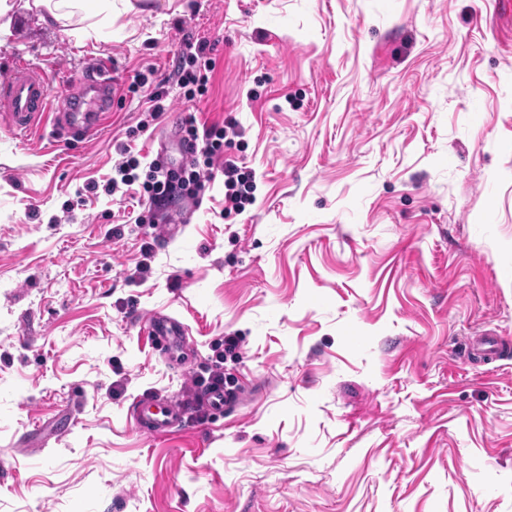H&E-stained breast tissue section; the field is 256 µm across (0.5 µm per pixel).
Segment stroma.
I'll use <instances>...</instances> for the list:
<instances>
[{"mask_svg": "<svg viewBox=\"0 0 512 512\" xmlns=\"http://www.w3.org/2000/svg\"><path fill=\"white\" fill-rule=\"evenodd\" d=\"M202 40L207 94L149 119ZM91 55L99 131L0 122V512H512V355L464 351L512 339V0H114L0 44L54 105ZM189 116L236 121L243 213L220 177L108 194L119 146L182 164ZM217 367L236 405L197 418ZM143 395L187 424L143 433ZM149 336H169L173 341H181L184 336V325L176 320H161L152 317L148 325Z\"/></svg>", "mask_w": 512, "mask_h": 512, "instance_id": "35a3bbf8", "label": "stroma"}]
</instances>
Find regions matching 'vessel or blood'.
<instances>
[{
  "instance_id": "obj_1",
  "label": "vessel or blood",
  "mask_w": 512,
  "mask_h": 512,
  "mask_svg": "<svg viewBox=\"0 0 512 512\" xmlns=\"http://www.w3.org/2000/svg\"><path fill=\"white\" fill-rule=\"evenodd\" d=\"M116 91V76L97 62L87 63L76 97L61 102L56 112H49L51 85L45 73L24 61L0 69V116L5 117L16 135L23 136L47 120L67 125L78 135L97 129ZM185 329L176 320L151 318L148 333L181 340ZM133 419L142 432L157 435L184 424L181 409L170 402L144 396L136 400Z\"/></svg>"
}]
</instances>
